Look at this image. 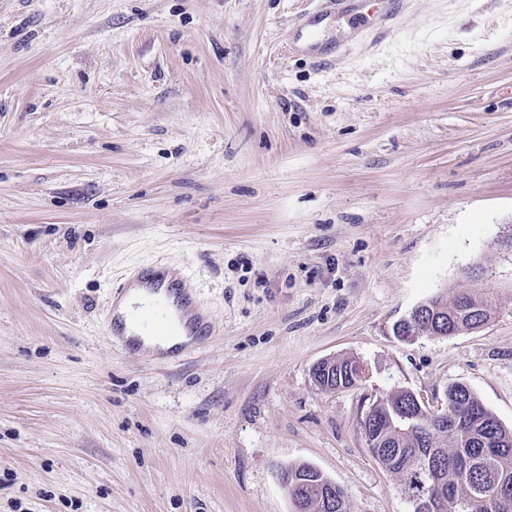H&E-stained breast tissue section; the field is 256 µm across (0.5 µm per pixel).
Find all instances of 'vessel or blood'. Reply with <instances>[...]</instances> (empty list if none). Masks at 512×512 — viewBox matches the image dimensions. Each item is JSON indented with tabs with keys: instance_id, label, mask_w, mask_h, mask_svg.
<instances>
[{
	"instance_id": "vessel-or-blood-1",
	"label": "vessel or blood",
	"mask_w": 512,
	"mask_h": 512,
	"mask_svg": "<svg viewBox=\"0 0 512 512\" xmlns=\"http://www.w3.org/2000/svg\"><path fill=\"white\" fill-rule=\"evenodd\" d=\"M138 287L147 294L145 302L137 304L134 319H127L119 312L118 305L131 288ZM172 294L173 308L185 319L189 329V341L162 349L155 348L158 360L173 363L181 360L189 352L198 349L212 334L213 323L208 311L200 302L195 289L177 267L167 264H155L135 273L130 279L115 288L113 297L106 310L107 332L113 341L122 347L135 350L143 348L144 343L138 335L139 329H147L156 340H164L171 334L169 308L165 307L162 293Z\"/></svg>"
}]
</instances>
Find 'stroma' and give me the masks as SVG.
Returning a JSON list of instances; mask_svg holds the SVG:
<instances>
[{
	"label": "stroma",
	"instance_id": "1",
	"mask_svg": "<svg viewBox=\"0 0 512 512\" xmlns=\"http://www.w3.org/2000/svg\"><path fill=\"white\" fill-rule=\"evenodd\" d=\"M384 8L0 0V512H293L298 463L413 512L372 402L460 383L512 428V0ZM163 262L213 317L173 364L104 321ZM475 267L487 325L395 335ZM359 364L357 361L346 358L336 361V372L333 371L329 376L327 374H320L321 384L320 387L331 389H349L356 387L360 381Z\"/></svg>",
	"mask_w": 512,
	"mask_h": 512
}]
</instances>
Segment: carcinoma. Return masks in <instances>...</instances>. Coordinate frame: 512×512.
Instances as JSON below:
<instances>
[{
  "label": "carcinoma",
  "mask_w": 512,
  "mask_h": 512,
  "mask_svg": "<svg viewBox=\"0 0 512 512\" xmlns=\"http://www.w3.org/2000/svg\"><path fill=\"white\" fill-rule=\"evenodd\" d=\"M434 317L415 320L420 333L467 331L490 317L492 305L479 291L458 292L450 301L437 295L426 301ZM331 389H349L360 381L359 364L346 358L336 361V371L320 375ZM448 417L463 415V431L448 424L429 433L428 417L409 427L397 422L399 414H419L417 404L397 391L372 403L361 426L371 432L374 457L403 482L404 493L413 499L433 489L440 499L438 512H512V492L494 503L477 490L494 481L512 486V429L504 427L478 397L464 385L448 389ZM288 495L305 500L307 512H348L343 492L336 503L324 501L322 490L329 479L309 464L290 465Z\"/></svg>",
  "instance_id": "obj_1"
}]
</instances>
